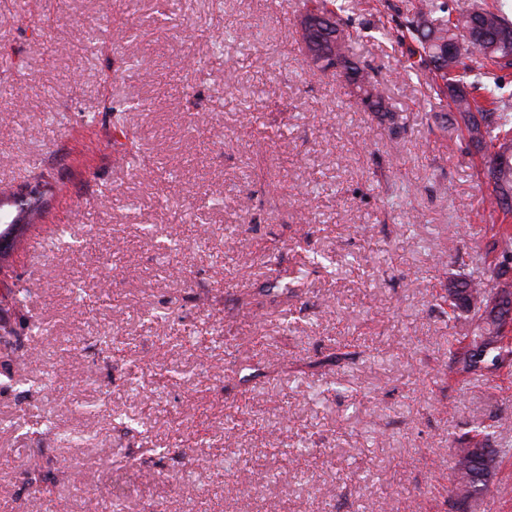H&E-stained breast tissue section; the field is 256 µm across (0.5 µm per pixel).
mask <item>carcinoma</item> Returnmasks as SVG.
Here are the masks:
<instances>
[{
	"label": "carcinoma",
	"mask_w": 512,
	"mask_h": 512,
	"mask_svg": "<svg viewBox=\"0 0 512 512\" xmlns=\"http://www.w3.org/2000/svg\"><path fill=\"white\" fill-rule=\"evenodd\" d=\"M335 0H306L305 11L331 20L339 31V50L336 68L331 71L352 86L354 105L364 112H382L395 118L389 104L378 87L368 78H357L367 69V64L357 58L352 48V35L340 15L332 9ZM402 37L417 45L418 66L428 73L430 86L439 101L450 108L452 124H461L468 141L486 150L484 167L493 169L495 181L491 191L481 195V204L490 215L512 214V153L495 152L502 140L512 141V112L500 105L498 72L512 69V51L500 45L501 34L512 33V22L498 8L474 2L448 16V5L443 0H414L403 24ZM460 40L466 44L462 59L448 60V66L439 65L441 52L448 42ZM486 79L482 97L471 92L474 84L465 81L475 70ZM487 238L480 258L483 270L477 275L452 282L445 300L453 310L467 314L470 325L469 342L453 353L450 371L463 377L491 376L512 364V342L505 341L507 333L501 332L504 321L485 315L471 308L470 300L476 295H498L503 307L512 311V277L507 271L496 269L493 263L504 264L512 260V231L495 224L489 225ZM497 425L478 423L472 434L459 440L453 449L454 468L452 484L469 485L477 490L476 497L495 492L492 475L497 458L512 451L508 448H491L489 442L496 434Z\"/></svg>",
	"instance_id": "carcinoma-1"
}]
</instances>
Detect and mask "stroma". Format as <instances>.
<instances>
[{
  "label": "stroma",
  "instance_id": "1",
  "mask_svg": "<svg viewBox=\"0 0 512 512\" xmlns=\"http://www.w3.org/2000/svg\"><path fill=\"white\" fill-rule=\"evenodd\" d=\"M338 2L397 125L309 67L304 0H0V185L57 182L0 279V512H456L451 444H512V371L448 370L483 157L412 0Z\"/></svg>",
  "mask_w": 512,
  "mask_h": 512
}]
</instances>
